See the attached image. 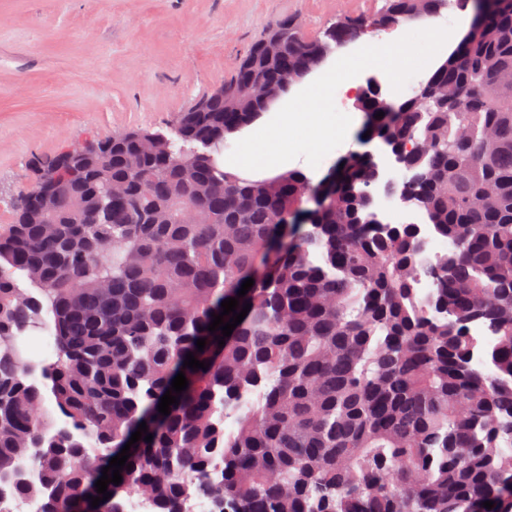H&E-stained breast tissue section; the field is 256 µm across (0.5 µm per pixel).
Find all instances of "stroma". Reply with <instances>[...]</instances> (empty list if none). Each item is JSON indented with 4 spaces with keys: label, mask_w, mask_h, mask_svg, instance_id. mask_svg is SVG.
Returning a JSON list of instances; mask_svg holds the SVG:
<instances>
[{
    "label": "stroma",
    "mask_w": 512,
    "mask_h": 512,
    "mask_svg": "<svg viewBox=\"0 0 512 512\" xmlns=\"http://www.w3.org/2000/svg\"><path fill=\"white\" fill-rule=\"evenodd\" d=\"M384 0H0V224L32 161L87 137L168 129L266 28L315 36Z\"/></svg>",
    "instance_id": "obj_1"
}]
</instances>
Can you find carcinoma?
Segmentation results:
<instances>
[{"label":"carcinoma","mask_w":512,"mask_h":512,"mask_svg":"<svg viewBox=\"0 0 512 512\" xmlns=\"http://www.w3.org/2000/svg\"><path fill=\"white\" fill-rule=\"evenodd\" d=\"M482 2L471 38L432 71L428 103L395 112L368 85L355 97L363 131L403 154L411 179L398 191L444 251L428 252L415 225L374 221L378 170L360 155L314 210L302 172L242 180L217 156L264 109L247 85L273 96L323 47L435 18L451 0H385L316 38L277 22L267 32L284 34L281 48L254 43L178 114L174 145L132 128L99 140L103 165L34 159L55 181L53 215L31 203L34 187L0 225V479L39 512H124L132 497L152 512H190L202 496L213 512H494L483 502L511 500L512 0ZM113 182L125 192L109 198ZM299 215L303 231L257 278ZM229 297L250 311L220 348L207 327ZM33 330L53 360L27 354ZM190 352L209 367L184 366ZM180 372L188 388L163 416ZM251 390L259 401L240 409ZM143 421L152 441L130 447L131 469L91 507Z\"/></svg>","instance_id":"cac0c4a2"}]
</instances>
